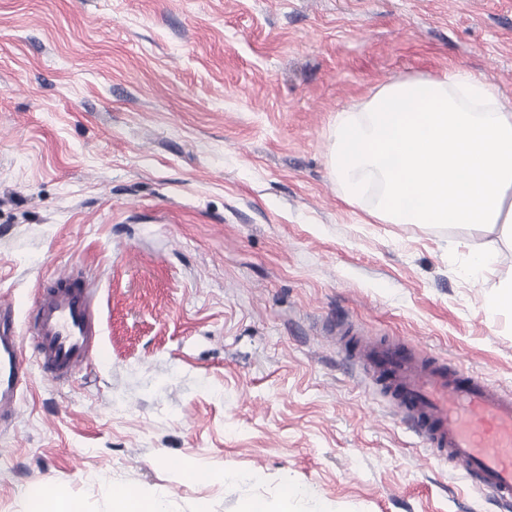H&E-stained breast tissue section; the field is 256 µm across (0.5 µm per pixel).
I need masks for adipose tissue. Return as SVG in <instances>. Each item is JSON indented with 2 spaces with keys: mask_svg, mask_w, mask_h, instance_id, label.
I'll list each match as a JSON object with an SVG mask.
<instances>
[{
  "mask_svg": "<svg viewBox=\"0 0 512 512\" xmlns=\"http://www.w3.org/2000/svg\"><path fill=\"white\" fill-rule=\"evenodd\" d=\"M331 138L345 201L372 196L373 217L387 224L485 233L471 268L493 281L489 306L512 311V276L496 268L498 244H512V110L497 86L459 70L398 79L338 112Z\"/></svg>",
  "mask_w": 512,
  "mask_h": 512,
  "instance_id": "ef3b65f1",
  "label": "adipose tissue"
}]
</instances>
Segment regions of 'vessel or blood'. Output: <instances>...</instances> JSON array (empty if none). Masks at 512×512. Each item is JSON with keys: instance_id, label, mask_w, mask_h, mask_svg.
Instances as JSON below:
<instances>
[{"instance_id": "b4317fda", "label": "vessel or blood", "mask_w": 512, "mask_h": 512, "mask_svg": "<svg viewBox=\"0 0 512 512\" xmlns=\"http://www.w3.org/2000/svg\"><path fill=\"white\" fill-rule=\"evenodd\" d=\"M98 290L76 269L42 280L29 324L39 369L69 382L102 356ZM359 360L390 408L438 460L464 465L480 488L512 499V394L466 368L449 369L414 343H365ZM26 383L11 304H0V421Z\"/></svg>"}]
</instances>
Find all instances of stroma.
Instances as JSON below:
<instances>
[{"mask_svg": "<svg viewBox=\"0 0 512 512\" xmlns=\"http://www.w3.org/2000/svg\"><path fill=\"white\" fill-rule=\"evenodd\" d=\"M464 69L512 107V0H0V300L68 267L104 357L39 370L0 430V512H512L423 451L336 329L512 392V314L461 226L386 224L331 177L337 111ZM225 481H216L217 473ZM114 512H165L161 500H143L130 497L121 491L113 493Z\"/></svg>", "mask_w": 512, "mask_h": 512, "instance_id": "1", "label": "stroma"}]
</instances>
